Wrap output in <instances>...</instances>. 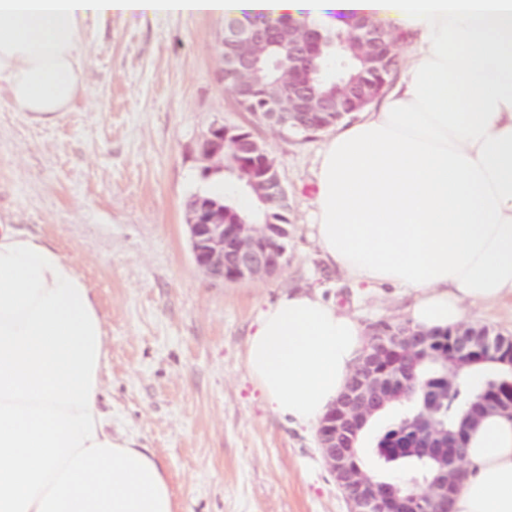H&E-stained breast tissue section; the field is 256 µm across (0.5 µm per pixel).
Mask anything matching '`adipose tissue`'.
I'll return each mask as SVG.
<instances>
[{"mask_svg": "<svg viewBox=\"0 0 512 512\" xmlns=\"http://www.w3.org/2000/svg\"><path fill=\"white\" fill-rule=\"evenodd\" d=\"M268 13L348 28L381 22L409 46L398 77L326 143L315 235L367 288L410 290L413 327L459 326L465 303L512 300V0H0V88L52 119L87 84L80 32L115 14ZM365 326L320 291L260 310L245 365L269 410L319 423ZM103 317L74 262L0 224V512H179L148 449L104 408ZM453 512H512V415L471 428Z\"/></svg>", "mask_w": 512, "mask_h": 512, "instance_id": "ef3b65f1", "label": "adipose tissue"}]
</instances>
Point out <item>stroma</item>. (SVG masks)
I'll return each instance as SVG.
<instances>
[{
  "instance_id": "1",
  "label": "stroma",
  "mask_w": 512,
  "mask_h": 512,
  "mask_svg": "<svg viewBox=\"0 0 512 512\" xmlns=\"http://www.w3.org/2000/svg\"><path fill=\"white\" fill-rule=\"evenodd\" d=\"M214 15H115L82 33L84 95L53 120L0 92V221L52 241L93 289L106 323L102 400L150 448L184 512H347L316 429L271 413L244 362L261 308L318 289L363 325L407 320L409 292L352 284L313 229L329 127L294 135L226 90ZM217 124L250 132L289 195L288 260L271 278L220 283L194 264L187 204L232 198L220 160L199 154ZM465 326L512 337V302L466 306Z\"/></svg>"
}]
</instances>
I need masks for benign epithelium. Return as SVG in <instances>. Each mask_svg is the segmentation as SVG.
<instances>
[{"instance_id":"7a95c632","label":"benign epithelium","mask_w":512,"mask_h":512,"mask_svg":"<svg viewBox=\"0 0 512 512\" xmlns=\"http://www.w3.org/2000/svg\"><path fill=\"white\" fill-rule=\"evenodd\" d=\"M336 40V63L326 62L320 46ZM225 52L220 54V76L225 87L244 108L260 79V57L255 49L275 45L285 53L282 65L301 66L320 81L336 85V95L315 97L310 85L288 82L287 106L279 98L270 100L269 121L307 132L322 124L325 116L358 112L382 93L388 78L399 69L395 40L382 27L361 20L347 32L331 37L320 27L293 31L288 41L279 38L278 26L257 24L249 29L224 34ZM359 49L364 76L347 77L342 60L346 47ZM254 141L222 126H213L200 141V154L207 159H224V150L250 151ZM267 195L262 203H288L287 192L271 160L265 161ZM188 232L195 265L207 276L222 282L270 277L287 261L289 231L286 224H254L246 215L227 214L224 202L194 197L188 204ZM442 357V368L427 377L418 367L433 354ZM490 361L512 375V338L486 328H459L441 338L439 332L414 330L384 322L372 325L361 361L350 376L334 407L318 428L320 453L328 466L348 512H450V503L463 476L466 433L484 413H512V378L496 384L484 382L479 400L452 426L441 419L445 408L456 400L458 381L464 368ZM417 402L420 410L407 423L406 448L387 445L384 453H405L432 464L423 481V495L392 481H381L357 462L358 435L368 419L391 403Z\"/></svg>"}]
</instances>
